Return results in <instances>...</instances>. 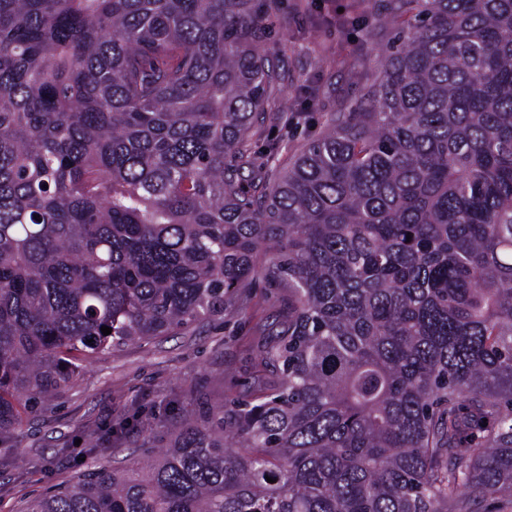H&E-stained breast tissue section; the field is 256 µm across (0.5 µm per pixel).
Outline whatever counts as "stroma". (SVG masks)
Here are the masks:
<instances>
[{
    "instance_id": "35a3bbf8",
    "label": "stroma",
    "mask_w": 512,
    "mask_h": 512,
    "mask_svg": "<svg viewBox=\"0 0 512 512\" xmlns=\"http://www.w3.org/2000/svg\"><path fill=\"white\" fill-rule=\"evenodd\" d=\"M278 4L262 40L278 54L284 96L304 111L298 121L265 125L286 161L321 133L337 100H363L387 38L378 32L381 0H333L322 9L315 0ZM266 294L253 288L246 309L234 306L222 318L102 353L75 386L25 413L21 428L0 444V512H26L35 496L95 466L146 460L169 444L171 409L220 403L229 387L249 394V347L273 312ZM131 415L138 418L132 432L86 448L94 431Z\"/></svg>"
}]
</instances>
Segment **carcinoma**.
I'll return each instance as SVG.
<instances>
[{
    "label": "carcinoma",
    "mask_w": 512,
    "mask_h": 512,
    "mask_svg": "<svg viewBox=\"0 0 512 512\" xmlns=\"http://www.w3.org/2000/svg\"><path fill=\"white\" fill-rule=\"evenodd\" d=\"M383 9L365 102L281 167L253 141L291 107L254 0H0V439L256 278L278 310L249 395L28 512L512 497V0Z\"/></svg>",
    "instance_id": "carcinoma-1"
}]
</instances>
